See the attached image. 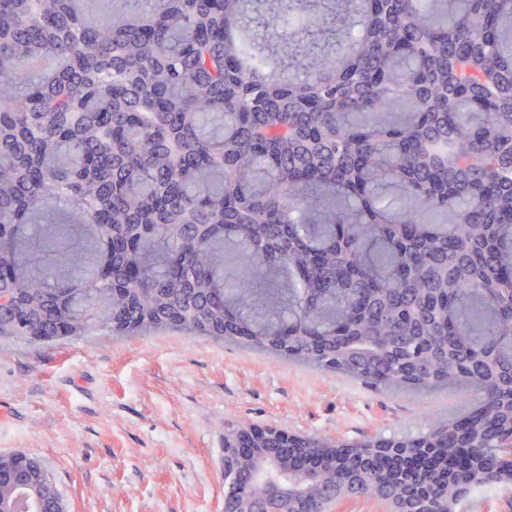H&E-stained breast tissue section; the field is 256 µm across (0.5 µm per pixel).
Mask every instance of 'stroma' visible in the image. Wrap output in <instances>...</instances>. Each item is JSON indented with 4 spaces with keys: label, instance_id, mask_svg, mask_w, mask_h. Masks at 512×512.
Listing matches in <instances>:
<instances>
[{
    "label": "stroma",
    "instance_id": "stroma-1",
    "mask_svg": "<svg viewBox=\"0 0 512 512\" xmlns=\"http://www.w3.org/2000/svg\"><path fill=\"white\" fill-rule=\"evenodd\" d=\"M461 411L182 331L0 340V455L51 474L67 512H224V424L345 442Z\"/></svg>",
    "mask_w": 512,
    "mask_h": 512
}]
</instances>
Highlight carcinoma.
<instances>
[{
  "label": "carcinoma",
  "mask_w": 512,
  "mask_h": 512,
  "mask_svg": "<svg viewBox=\"0 0 512 512\" xmlns=\"http://www.w3.org/2000/svg\"><path fill=\"white\" fill-rule=\"evenodd\" d=\"M0 0V337L179 330L375 388L480 395L415 435L254 448L224 512L409 490L512 448V0ZM245 32L235 47L225 33ZM251 61L252 71L240 61ZM0 509L56 512L24 453Z\"/></svg>",
  "instance_id": "carcinoma-1"
}]
</instances>
